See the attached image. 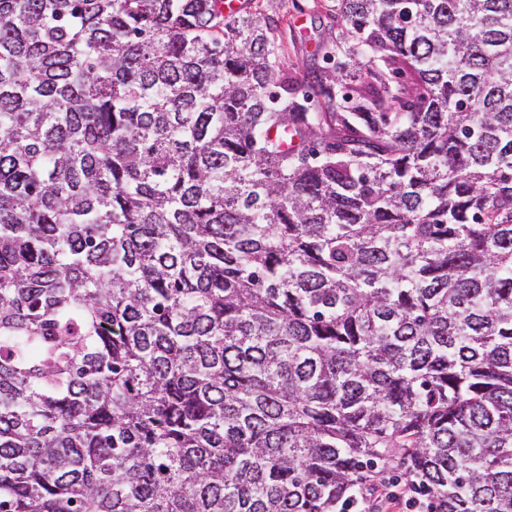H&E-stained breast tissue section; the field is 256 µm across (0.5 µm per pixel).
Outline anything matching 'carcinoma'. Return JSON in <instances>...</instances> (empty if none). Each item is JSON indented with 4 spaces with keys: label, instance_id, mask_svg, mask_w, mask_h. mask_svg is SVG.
<instances>
[{
    "label": "carcinoma",
    "instance_id": "1",
    "mask_svg": "<svg viewBox=\"0 0 512 512\" xmlns=\"http://www.w3.org/2000/svg\"><path fill=\"white\" fill-rule=\"evenodd\" d=\"M336 22L0 0V512H512V0ZM252 10L278 21L291 76L311 81L314 71L333 66L323 60L321 46H331L336 38V0H281L273 10L266 0H252ZM416 488H418L417 484L401 483L400 481L372 483L360 488L358 499L348 507V510L357 512H425L426 510H411L419 509L421 505V499L418 497L421 493ZM355 506L359 510H350ZM392 507H404L407 510H398V508L392 509L397 511L387 510Z\"/></svg>",
    "mask_w": 512,
    "mask_h": 512
}]
</instances>
